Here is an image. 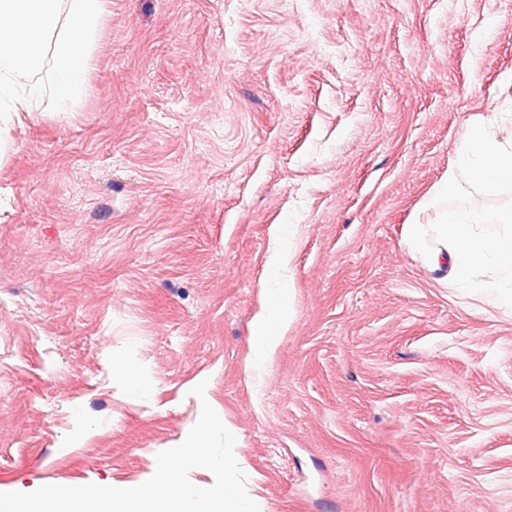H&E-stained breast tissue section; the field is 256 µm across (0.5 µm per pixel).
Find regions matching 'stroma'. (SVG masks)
<instances>
[{
    "label": "stroma",
    "mask_w": 512,
    "mask_h": 512,
    "mask_svg": "<svg viewBox=\"0 0 512 512\" xmlns=\"http://www.w3.org/2000/svg\"><path fill=\"white\" fill-rule=\"evenodd\" d=\"M511 74L512 0H110L0 164V492L145 480L203 382L260 512H512V316L402 243ZM287 290H273L270 302L265 305L256 318V333L250 366L260 369L264 366L269 353L276 346L275 333L280 327H286L291 320L292 311L286 303Z\"/></svg>",
    "instance_id": "obj_1"
}]
</instances>
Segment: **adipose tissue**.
Masks as SVG:
<instances>
[{
    "label": "adipose tissue",
    "mask_w": 512,
    "mask_h": 512,
    "mask_svg": "<svg viewBox=\"0 0 512 512\" xmlns=\"http://www.w3.org/2000/svg\"><path fill=\"white\" fill-rule=\"evenodd\" d=\"M107 0H0V157L18 113L48 101L47 115L67 117L87 92L89 64L107 15ZM512 190V142L491 122L473 124L431 201L404 228L403 245L419 253L449 287L496 310L512 312V205L484 206ZM470 196L464 206L449 198ZM275 289L256 318L250 366H264L292 311Z\"/></svg>",
    "instance_id": "1"
}]
</instances>
